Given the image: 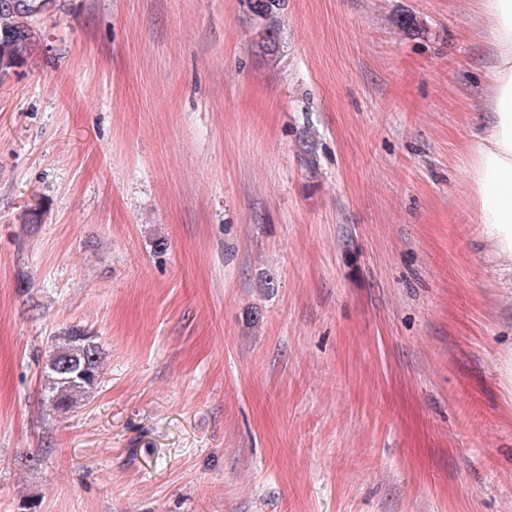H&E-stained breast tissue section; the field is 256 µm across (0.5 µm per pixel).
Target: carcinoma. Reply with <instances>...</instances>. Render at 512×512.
Listing matches in <instances>:
<instances>
[{
    "label": "carcinoma",
    "mask_w": 512,
    "mask_h": 512,
    "mask_svg": "<svg viewBox=\"0 0 512 512\" xmlns=\"http://www.w3.org/2000/svg\"><path fill=\"white\" fill-rule=\"evenodd\" d=\"M55 0H0V76L25 59L37 42L34 17L52 9ZM280 0H249L254 16L273 18ZM102 352L95 338L80 328L55 336L44 367V389L54 410L78 408L97 385Z\"/></svg>",
    "instance_id": "1"
}]
</instances>
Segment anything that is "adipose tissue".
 I'll list each match as a JSON object with an SVG mask.
<instances>
[{
	"mask_svg": "<svg viewBox=\"0 0 512 512\" xmlns=\"http://www.w3.org/2000/svg\"><path fill=\"white\" fill-rule=\"evenodd\" d=\"M490 22L495 63L486 75L492 114L467 146L466 172L486 241L512 257V0H474Z\"/></svg>",
	"mask_w": 512,
	"mask_h": 512,
	"instance_id": "adipose-tissue-1",
	"label": "adipose tissue"
}]
</instances>
